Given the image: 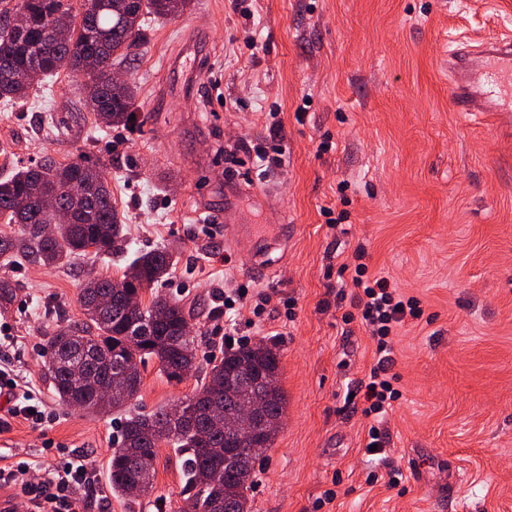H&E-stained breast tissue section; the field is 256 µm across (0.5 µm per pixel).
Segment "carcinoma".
<instances>
[{
    "instance_id": "cac0c4a2",
    "label": "carcinoma",
    "mask_w": 512,
    "mask_h": 512,
    "mask_svg": "<svg viewBox=\"0 0 512 512\" xmlns=\"http://www.w3.org/2000/svg\"><path fill=\"white\" fill-rule=\"evenodd\" d=\"M190 0H0V14L21 13L26 28L10 33L0 28V98L23 103L44 79L62 69L79 75L94 90L86 101L88 111L103 124L125 127L132 122L137 87L132 80L117 85L112 73L143 39L146 16L171 17L182 13ZM54 196L71 209V221L56 225L49 238L38 225L53 223L52 214L41 208L43 197ZM25 197L29 210L18 215L15 202ZM0 219L21 224L29 241V256L45 265L80 257L87 248L94 253H118L124 235L115 207L108 173L78 155L57 164L20 167L0 179ZM173 265L165 249L142 251L119 279L89 275L79 292L85 320L49 336L44 353L56 398L63 406L88 413L118 409L137 397L141 367L156 360L168 381H182L180 373L195 364L197 337L183 333L186 312L177 299L154 298L128 308L124 293L156 288L166 280ZM147 327L146 336H128V328ZM281 354L271 340L240 342L209 363L201 387L171 406L151 414L126 411L118 448L109 461V486L113 494L136 502L155 491L154 464L158 449L177 450L185 479L184 493L191 512H250L247 492L255 482L257 456L238 447L227 456L224 448L233 440L218 432L207 445L199 441L210 409L222 408L224 418L236 416L238 407L251 398L245 385L234 397L224 396V382L236 380L244 371L269 379L266 411L270 422L283 421L287 399L279 385ZM128 372L133 379L129 398L105 401L86 391L76 374L103 381L115 373Z\"/></svg>"
}]
</instances>
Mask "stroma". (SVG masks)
I'll use <instances>...</instances> for the list:
<instances>
[{"label":"stroma","instance_id":"1","mask_svg":"<svg viewBox=\"0 0 512 512\" xmlns=\"http://www.w3.org/2000/svg\"><path fill=\"white\" fill-rule=\"evenodd\" d=\"M512 34V0H192L149 19L121 69L138 87L127 127L97 123L83 80L48 78L18 107L0 101V177L9 164L67 163L84 155L109 173L125 255L45 266L28 257L15 224L0 236V364L27 380L55 420H16L0 448L48 467L80 455L88 512H184L177 455L162 447L156 492L129 505L109 491L115 414L60 405L47 372L48 336L84 320L89 271L120 278L139 250L170 251L176 266L156 293L180 299L199 364L225 345L276 340L286 418L256 463L251 512H512V124L454 111V41ZM256 49H248V41ZM280 118L282 167L257 170L240 144ZM236 189L243 231L224 248V206ZM291 224L287 250L259 261L253 227ZM365 246L423 314L394 338L401 393L382 422L355 390L375 341L354 312L347 265ZM267 295L224 308L240 286ZM153 293V294H156ZM153 294L144 293V300ZM200 371L168 382L141 370L143 411L173 404ZM388 435L368 454L372 425Z\"/></svg>","mask_w":512,"mask_h":512}]
</instances>
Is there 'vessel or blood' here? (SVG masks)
<instances>
[{
  "instance_id": "1",
  "label": "vessel or blood",
  "mask_w": 512,
  "mask_h": 512,
  "mask_svg": "<svg viewBox=\"0 0 512 512\" xmlns=\"http://www.w3.org/2000/svg\"><path fill=\"white\" fill-rule=\"evenodd\" d=\"M455 111L512 117V36L458 47L448 59Z\"/></svg>"
}]
</instances>
